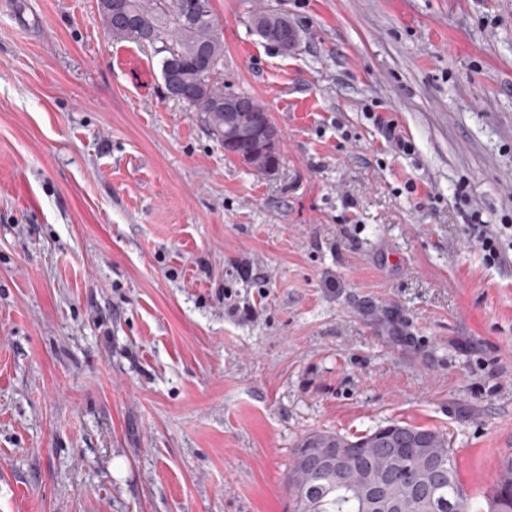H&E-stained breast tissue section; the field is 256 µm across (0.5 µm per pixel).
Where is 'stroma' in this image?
I'll list each match as a JSON object with an SVG mask.
<instances>
[{"instance_id": "1", "label": "stroma", "mask_w": 512, "mask_h": 512, "mask_svg": "<svg viewBox=\"0 0 512 512\" xmlns=\"http://www.w3.org/2000/svg\"><path fill=\"white\" fill-rule=\"evenodd\" d=\"M212 7L275 172L98 0H0V512H292L306 436L392 422L446 431L485 495L512 452V0ZM255 17L257 16H261V17H265V19L267 20V28L265 29H259L256 27V31H257V35L263 39L264 41L268 42V43H272L274 45H278L280 46L283 50H281L282 52L284 53H288L292 50H289V48H286L284 45H282L281 43H279L280 41V38H279V31L280 30H285L287 27H293V25L288 22V18L281 15V14H278V13H274V12H270V11H264V12H259L257 14L254 15Z\"/></svg>"}]
</instances>
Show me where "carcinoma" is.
I'll return each instance as SVG.
<instances>
[{
    "mask_svg": "<svg viewBox=\"0 0 512 512\" xmlns=\"http://www.w3.org/2000/svg\"><path fill=\"white\" fill-rule=\"evenodd\" d=\"M102 24L116 40L143 47L158 44L161 75H172L182 96L219 143H224V84L213 79L224 65V35L212 0H100ZM267 28L257 30L279 45L288 18L264 11ZM213 64L202 69L200 56ZM387 432H368L350 440L319 432L294 450L288 486L294 512H512V454L502 457L485 506H474L458 478L448 433L428 427L391 423ZM339 443L358 449L350 473L341 481L310 462L308 453ZM415 448H439L445 462L423 468Z\"/></svg>",
    "mask_w": 512,
    "mask_h": 512,
    "instance_id": "obj_1",
    "label": "carcinoma"
}]
</instances>
